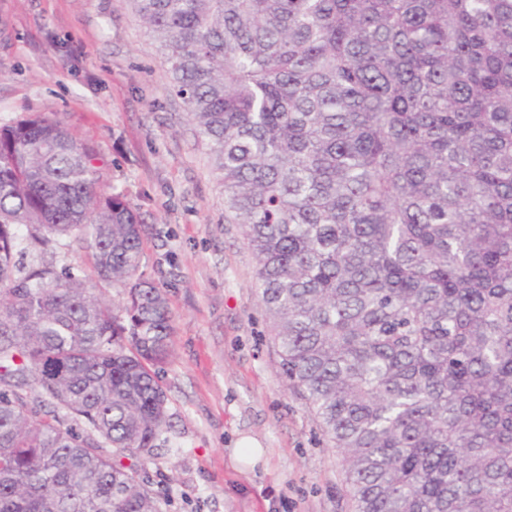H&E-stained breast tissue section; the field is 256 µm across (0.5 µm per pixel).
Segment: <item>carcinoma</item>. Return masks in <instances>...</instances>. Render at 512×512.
<instances>
[{
    "label": "carcinoma",
    "instance_id": "cac0c4a2",
    "mask_svg": "<svg viewBox=\"0 0 512 512\" xmlns=\"http://www.w3.org/2000/svg\"><path fill=\"white\" fill-rule=\"evenodd\" d=\"M208 142L354 512H512V0H128ZM56 115L0 126V512H160L146 225ZM60 239L103 281L28 250Z\"/></svg>",
    "mask_w": 512,
    "mask_h": 512
}]
</instances>
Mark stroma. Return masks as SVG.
<instances>
[{
  "mask_svg": "<svg viewBox=\"0 0 512 512\" xmlns=\"http://www.w3.org/2000/svg\"><path fill=\"white\" fill-rule=\"evenodd\" d=\"M35 112L96 148L100 187L147 225L142 270L173 315L169 427L140 463L162 512H353L338 450L279 368L209 149L127 0H0V126ZM243 436L257 463L235 460Z\"/></svg>",
  "mask_w": 512,
  "mask_h": 512,
  "instance_id": "1",
  "label": "stroma"
}]
</instances>
